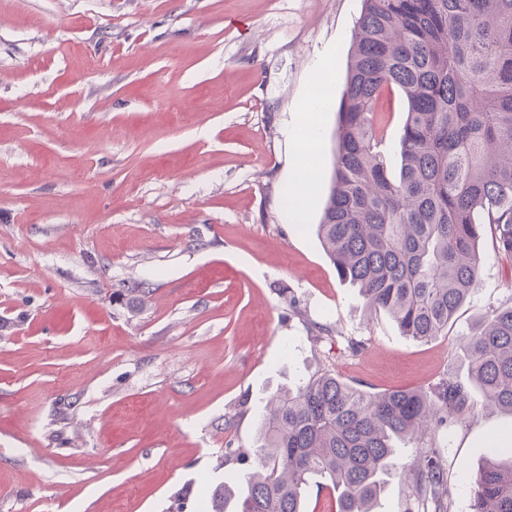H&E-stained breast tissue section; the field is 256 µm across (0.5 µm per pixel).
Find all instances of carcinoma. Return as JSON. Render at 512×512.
<instances>
[{
	"label": "carcinoma",
	"instance_id": "obj_1",
	"mask_svg": "<svg viewBox=\"0 0 512 512\" xmlns=\"http://www.w3.org/2000/svg\"><path fill=\"white\" fill-rule=\"evenodd\" d=\"M405 104L399 178L374 120L379 99ZM338 150L316 232L338 275L402 334L432 341L478 281L477 244L489 231L512 258V0H363L338 110ZM471 382L512 412V298L462 335ZM469 389L444 377L428 391L373 394L328 372L280 389L263 407L258 445L226 448L254 464L242 487L227 476L204 512H303L310 480L338 492L336 512H371L394 471L422 512H450L442 429L470 414ZM421 442L397 469L396 442ZM511 459L481 468L470 512H512Z\"/></svg>",
	"mask_w": 512,
	"mask_h": 512
}]
</instances>
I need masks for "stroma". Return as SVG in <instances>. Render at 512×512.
I'll return each instance as SVG.
<instances>
[{
    "instance_id": "obj_1",
    "label": "stroma",
    "mask_w": 512,
    "mask_h": 512,
    "mask_svg": "<svg viewBox=\"0 0 512 512\" xmlns=\"http://www.w3.org/2000/svg\"><path fill=\"white\" fill-rule=\"evenodd\" d=\"M361 8L0 0V512H169L178 495L195 512L245 476L226 446L255 448L260 410L298 374L370 392L467 378L462 333L512 298L490 236L447 335L417 342L364 307L314 232L338 116L305 111L309 80L331 71L343 91ZM380 107L395 177L404 105ZM509 430L479 400L440 437L452 512Z\"/></svg>"
}]
</instances>
